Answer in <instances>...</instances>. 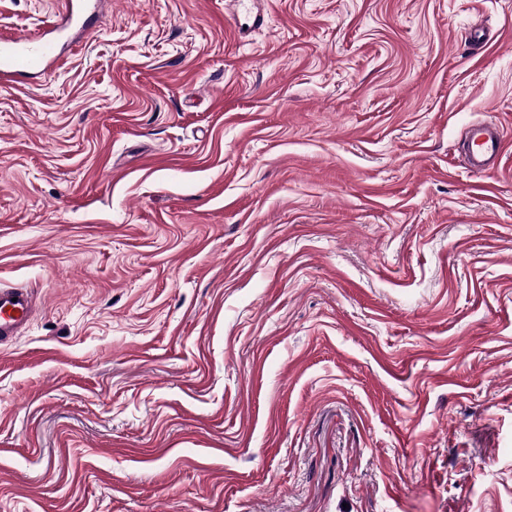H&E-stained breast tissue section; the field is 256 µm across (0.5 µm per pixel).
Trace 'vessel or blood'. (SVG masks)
Masks as SVG:
<instances>
[{
    "instance_id": "1",
    "label": "vessel or blood",
    "mask_w": 512,
    "mask_h": 512,
    "mask_svg": "<svg viewBox=\"0 0 512 512\" xmlns=\"http://www.w3.org/2000/svg\"><path fill=\"white\" fill-rule=\"evenodd\" d=\"M103 0H58L48 31L25 34L0 32V82L16 84L37 75L47 76L65 51L78 45L77 36L87 18L98 12ZM505 147L499 127L479 122L469 127L465 136V153L471 170H492ZM32 313L27 289L0 286V345L7 343L25 328Z\"/></svg>"
}]
</instances>
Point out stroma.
<instances>
[{
	"label": "stroma",
	"instance_id": "35a3bbf8",
	"mask_svg": "<svg viewBox=\"0 0 512 512\" xmlns=\"http://www.w3.org/2000/svg\"><path fill=\"white\" fill-rule=\"evenodd\" d=\"M0 282V512H512V0H112L0 86ZM464 145L470 169L480 173L489 171L504 150V132L492 124L475 123L467 130ZM16 298V301H12ZM32 313V300L25 288L0 286V346L25 328Z\"/></svg>",
	"mask_w": 512,
	"mask_h": 512
}]
</instances>
